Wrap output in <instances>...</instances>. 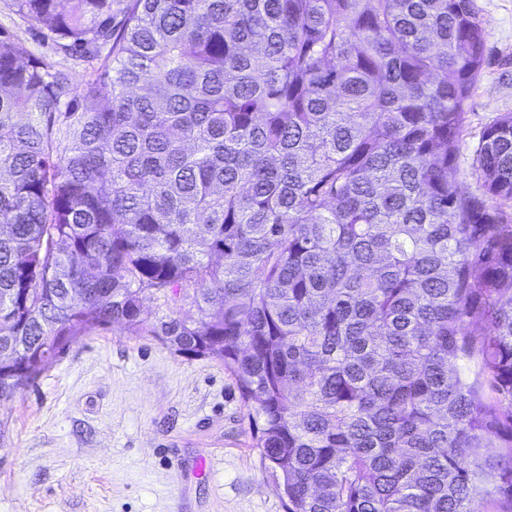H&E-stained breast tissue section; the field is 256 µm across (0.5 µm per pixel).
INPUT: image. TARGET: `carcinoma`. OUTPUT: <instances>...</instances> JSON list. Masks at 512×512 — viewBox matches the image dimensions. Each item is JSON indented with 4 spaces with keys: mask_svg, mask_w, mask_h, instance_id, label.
Listing matches in <instances>:
<instances>
[{
    "mask_svg": "<svg viewBox=\"0 0 512 512\" xmlns=\"http://www.w3.org/2000/svg\"><path fill=\"white\" fill-rule=\"evenodd\" d=\"M0 400L121 323L220 360L286 512H512V112L474 0H14ZM189 307L149 325L147 300ZM0 32H8L21 40L32 58L49 59L57 68L69 71L73 82L83 83L90 78L91 69L55 54L52 38L36 22L20 16L12 0H0ZM488 31L486 64L465 114L456 177L481 194L473 174V150L484 129L503 112H512V0H474Z\"/></svg>",
    "mask_w": 512,
    "mask_h": 512,
    "instance_id": "cac0c4a2",
    "label": "carcinoma"
}]
</instances>
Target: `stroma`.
Returning a JSON list of instances; mask_svg holds the SVG:
<instances>
[{"label": "stroma", "mask_w": 512, "mask_h": 512, "mask_svg": "<svg viewBox=\"0 0 512 512\" xmlns=\"http://www.w3.org/2000/svg\"><path fill=\"white\" fill-rule=\"evenodd\" d=\"M488 31L486 64L465 114L456 176L480 187L473 150L512 112V0H474ZM0 32L73 82L88 68L0 0ZM248 410L220 361L188 357L115 324L81 337L35 382L0 400V512H284L253 448ZM210 454L206 477L196 458Z\"/></svg>", "instance_id": "1"}]
</instances>
